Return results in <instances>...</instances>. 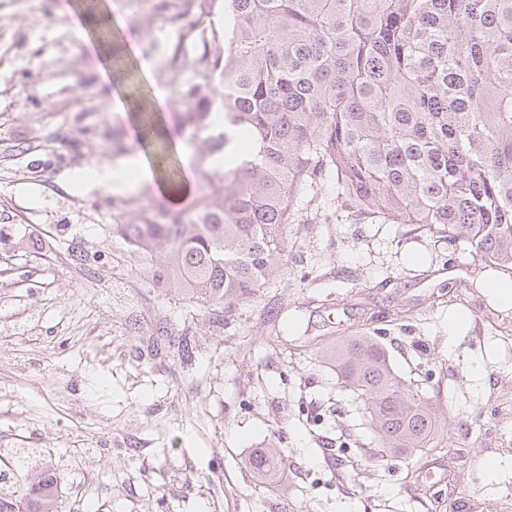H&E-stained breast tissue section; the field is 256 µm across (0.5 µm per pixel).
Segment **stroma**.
I'll list each match as a JSON object with an SVG mask.
<instances>
[{
  "label": "stroma",
  "instance_id": "obj_1",
  "mask_svg": "<svg viewBox=\"0 0 512 512\" xmlns=\"http://www.w3.org/2000/svg\"><path fill=\"white\" fill-rule=\"evenodd\" d=\"M103 2L83 45L73 22L84 0H0V459L22 448L55 469L59 512H500L512 487V308L484 295L487 269L413 225L360 223L325 186L320 207L285 229L282 275L250 299L216 309L155 285L158 259L112 227L164 198L86 181L105 162H155L105 94L151 103L164 90L205 190L224 174L208 149L221 129L183 118L223 108L206 69L224 49L211 32L224 16L173 24L161 0ZM130 40L139 57L103 87L102 46ZM372 325L438 407L435 450L384 451L339 383L327 351ZM268 448L283 460L261 480L248 461ZM432 457L458 494L410 488Z\"/></svg>",
  "mask_w": 512,
  "mask_h": 512
}]
</instances>
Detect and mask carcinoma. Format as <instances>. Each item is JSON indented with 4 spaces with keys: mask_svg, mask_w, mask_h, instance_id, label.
<instances>
[{
    "mask_svg": "<svg viewBox=\"0 0 512 512\" xmlns=\"http://www.w3.org/2000/svg\"><path fill=\"white\" fill-rule=\"evenodd\" d=\"M224 164L189 211L112 225L161 254L153 278L219 307L251 298L284 266V226L326 183L375 224H417L495 272L512 271V0H224ZM145 147L154 120L139 102ZM330 361L383 447L427 448L441 424L370 336ZM281 455L263 450V476ZM24 482L0 512H58L60 477L19 455Z\"/></svg>",
    "mask_w": 512,
    "mask_h": 512,
    "instance_id": "1",
    "label": "carcinoma"
}]
</instances>
